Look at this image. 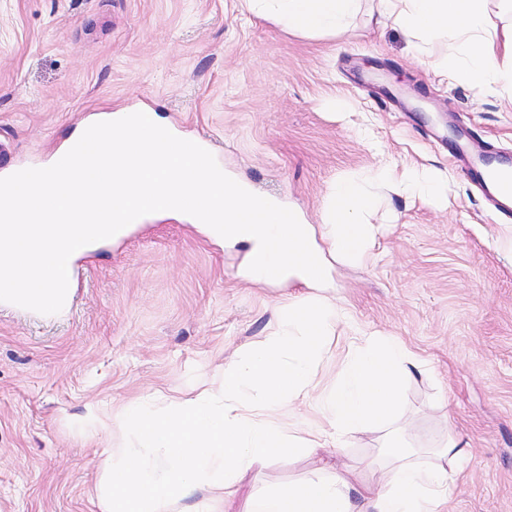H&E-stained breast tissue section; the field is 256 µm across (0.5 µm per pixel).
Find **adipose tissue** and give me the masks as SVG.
<instances>
[{"mask_svg":"<svg viewBox=\"0 0 512 512\" xmlns=\"http://www.w3.org/2000/svg\"><path fill=\"white\" fill-rule=\"evenodd\" d=\"M371 2L377 16L391 21L407 38L420 37L430 49L427 67L443 68V51L451 49L457 64L444 70L457 84L497 83L512 89V31L495 40L485 30L482 0H240L242 9L274 21L284 30L303 35L347 31L363 2ZM385 189H408L425 197L446 195L448 183L439 172L420 177H396L393 168L374 174ZM371 196L348 180L336 182L322 216L323 238L336 261L361 266L370 256L373 236L365 216L373 208ZM467 460L456 437H448L432 452L430 461L391 440L385 458H367L364 468L381 472L374 484L355 485L329 465L316 468L304 480L259 496V512H438L453 490L455 475Z\"/></svg>","mask_w":512,"mask_h":512,"instance_id":"adipose-tissue-1","label":"adipose tissue"}]
</instances>
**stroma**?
Instances as JSON below:
<instances>
[{
    "instance_id": "obj_1",
    "label": "stroma",
    "mask_w": 512,
    "mask_h": 512,
    "mask_svg": "<svg viewBox=\"0 0 512 512\" xmlns=\"http://www.w3.org/2000/svg\"><path fill=\"white\" fill-rule=\"evenodd\" d=\"M428 49L358 15L304 36L238 0H0V141L41 166L87 119L147 110L206 141L218 164L319 226L329 188L387 164L439 170L437 203L379 192L364 266L331 262L350 316L318 366L336 377L354 327L398 337L427 365L391 427L247 472L224 512L327 464L360 468L391 435L413 451L456 436L468 460L442 512H512V214L494 213L452 160L512 157V90L449 82ZM342 99L343 110L328 106ZM245 251L163 216L80 256L71 301L44 315L0 304V512H100L104 449L139 397L217 387L225 363L264 345L300 284L246 274Z\"/></svg>"
}]
</instances>
